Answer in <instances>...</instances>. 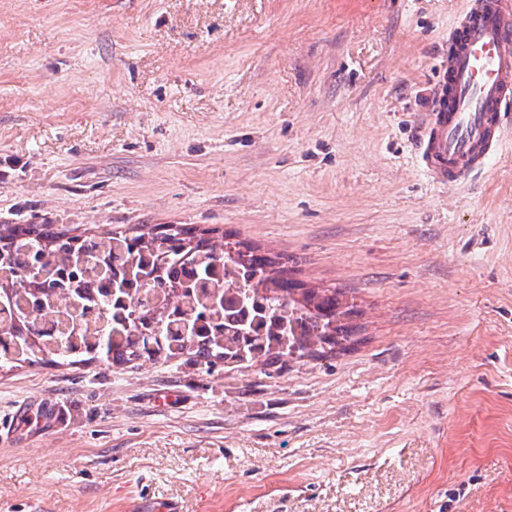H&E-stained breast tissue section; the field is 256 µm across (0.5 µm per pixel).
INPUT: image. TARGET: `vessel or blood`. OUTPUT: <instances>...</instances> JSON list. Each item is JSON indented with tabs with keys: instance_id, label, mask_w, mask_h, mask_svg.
I'll return each mask as SVG.
<instances>
[{
	"instance_id": "obj_1",
	"label": "vessel or blood",
	"mask_w": 512,
	"mask_h": 512,
	"mask_svg": "<svg viewBox=\"0 0 512 512\" xmlns=\"http://www.w3.org/2000/svg\"><path fill=\"white\" fill-rule=\"evenodd\" d=\"M435 81L419 159L456 185L489 164L512 115V0H466Z\"/></svg>"
}]
</instances>
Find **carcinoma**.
Returning a JSON list of instances; mask_svg holds the SVG:
<instances>
[{
    "label": "carcinoma",
    "mask_w": 512,
    "mask_h": 512,
    "mask_svg": "<svg viewBox=\"0 0 512 512\" xmlns=\"http://www.w3.org/2000/svg\"><path fill=\"white\" fill-rule=\"evenodd\" d=\"M208 231L191 224H158L146 232L120 228L112 232L122 254L120 270L101 255L99 236L57 228L53 224H0V300L25 297L42 309L55 299L75 296L88 304L112 306L122 315L115 341L107 334L50 337L25 311L0 330V362L30 363L49 357L51 363L96 358L109 364L130 363L142 353L166 359L188 353L195 364L209 368L218 360L241 365L275 361L314 346L336 347L349 329L336 324L340 301L336 291H299L296 282L279 276L276 260L239 242L215 245ZM245 280L236 293L254 305L249 321L224 323L223 288L199 294L197 285L215 271L216 254ZM97 259L102 272L113 275L90 293L81 283L84 264ZM191 267L192 279L179 270ZM163 289L171 307L150 306L137 298L140 286ZM179 321L180 332L163 336V324Z\"/></svg>",
    "instance_id": "obj_1"
}]
</instances>
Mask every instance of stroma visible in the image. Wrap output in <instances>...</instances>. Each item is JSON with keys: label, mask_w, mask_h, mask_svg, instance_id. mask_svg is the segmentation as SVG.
Listing matches in <instances>:
<instances>
[{"label": "stroma", "mask_w": 512, "mask_h": 512, "mask_svg": "<svg viewBox=\"0 0 512 512\" xmlns=\"http://www.w3.org/2000/svg\"><path fill=\"white\" fill-rule=\"evenodd\" d=\"M466 0H0V224H193L344 351L0 367V512H512V124L431 181Z\"/></svg>", "instance_id": "1"}]
</instances>
